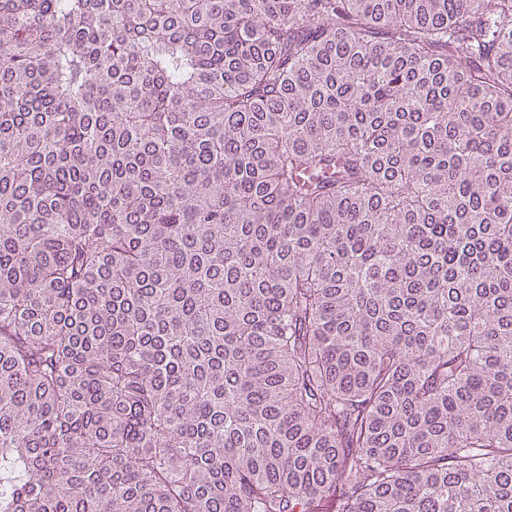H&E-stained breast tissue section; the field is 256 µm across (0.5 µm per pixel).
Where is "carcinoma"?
<instances>
[{
	"mask_svg": "<svg viewBox=\"0 0 512 512\" xmlns=\"http://www.w3.org/2000/svg\"><path fill=\"white\" fill-rule=\"evenodd\" d=\"M0 512H512V0H0Z\"/></svg>",
	"mask_w": 512,
	"mask_h": 512,
	"instance_id": "cac0c4a2",
	"label": "carcinoma"
}]
</instances>
